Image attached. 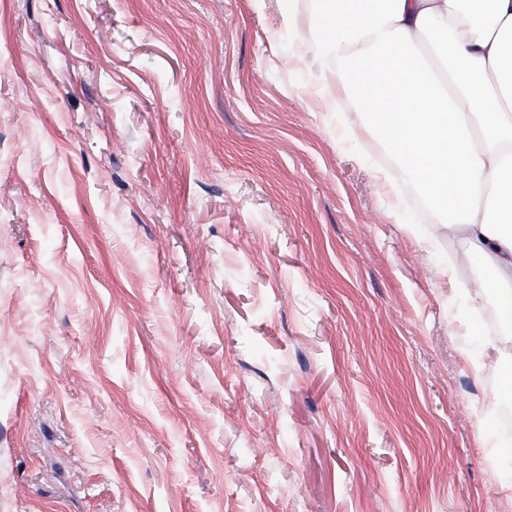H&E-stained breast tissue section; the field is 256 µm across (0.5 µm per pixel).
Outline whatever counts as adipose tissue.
<instances>
[{
	"mask_svg": "<svg viewBox=\"0 0 512 512\" xmlns=\"http://www.w3.org/2000/svg\"><path fill=\"white\" fill-rule=\"evenodd\" d=\"M512 316V0H286Z\"/></svg>",
	"mask_w": 512,
	"mask_h": 512,
	"instance_id": "1",
	"label": "adipose tissue"
}]
</instances>
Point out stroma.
<instances>
[{
    "instance_id": "35a3bbf8",
    "label": "stroma",
    "mask_w": 512,
    "mask_h": 512,
    "mask_svg": "<svg viewBox=\"0 0 512 512\" xmlns=\"http://www.w3.org/2000/svg\"><path fill=\"white\" fill-rule=\"evenodd\" d=\"M318 34L0 0V512H512L463 236Z\"/></svg>"
}]
</instances>
